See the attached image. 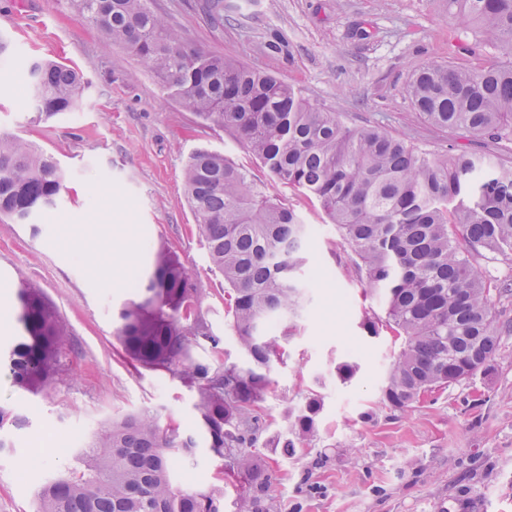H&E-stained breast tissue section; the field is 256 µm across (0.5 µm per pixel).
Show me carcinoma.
Instances as JSON below:
<instances>
[{"mask_svg":"<svg viewBox=\"0 0 512 512\" xmlns=\"http://www.w3.org/2000/svg\"><path fill=\"white\" fill-rule=\"evenodd\" d=\"M99 33L138 56L196 117L243 141L274 180L313 196L351 249L358 278L383 292L385 316L367 320L374 336L402 339L381 387V400L404 411L427 392L491 369L500 329L492 284L471 260L488 251L512 255V167L457 154L435 157L378 126L352 127L339 113L309 103L278 77L224 54L191 45L152 0H70ZM215 24L224 0H205ZM462 28L512 56V0H448ZM33 105L46 116L72 112L80 75L52 61L23 65ZM417 112L440 131L466 130L512 141V61L487 67L432 63L407 87ZM64 174L53 155L0 137V214L19 224L56 206ZM185 191L209 260L224 277V300L247 365L215 367L191 356L197 337L216 342L192 315L188 269L169 246L150 250L139 300L117 313L123 354L134 365L169 371L195 390L200 437L161 425L149 411L100 425L78 467L46 483L37 512H223L224 488L173 485L170 458L199 447L239 484L238 512H275L272 474L256 448L260 403L272 389L279 337L301 305L296 273L306 232L296 212L248 178L224 154L198 148L188 157ZM23 334L3 360L15 386L36 394L57 370L68 336L56 308L33 282L19 286ZM320 402L295 415V434L312 433Z\"/></svg>","mask_w":512,"mask_h":512,"instance_id":"carcinoma-1","label":"carcinoma"}]
</instances>
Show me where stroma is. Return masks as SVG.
Instances as JSON below:
<instances>
[{
	"label": "stroma",
	"instance_id": "35a3bbf8",
	"mask_svg": "<svg viewBox=\"0 0 512 512\" xmlns=\"http://www.w3.org/2000/svg\"><path fill=\"white\" fill-rule=\"evenodd\" d=\"M154 9L192 44L276 75L312 104L355 126L378 125L434 155L455 150L512 165V143L433 129L405 89L430 63L490 65L493 47L456 27L444 0H224L213 25L201 0H154ZM17 63L54 60L83 79L77 111L38 116L25 78L0 65V135L53 154L67 179L55 209L32 236L0 216V351L21 333L16 293L38 282L67 323L60 365L43 393L14 386L0 367V407L25 417L0 427V512H34L39 489L74 467L102 422L154 411L196 434L195 393L169 372L134 369L120 355L116 312L136 298L148 252L167 242L197 288L193 309L216 335L191 354L214 366L246 356L224 308V279L184 194V165L197 147L223 153L302 218L306 264L302 307L284 355L272 363L273 393L262 402V458L273 472L277 512H512V331L501 334L493 369L394 411L380 402L385 370L400 341L370 335L381 302L352 271L317 202L272 183L247 146L203 124L128 49L102 37L69 0H0ZM352 359L348 382L336 376ZM321 409L314 432L294 443L295 411ZM219 462L204 449L174 457V481L206 490ZM224 486V512L238 488Z\"/></svg>",
	"mask_w": 512,
	"mask_h": 512
}]
</instances>
